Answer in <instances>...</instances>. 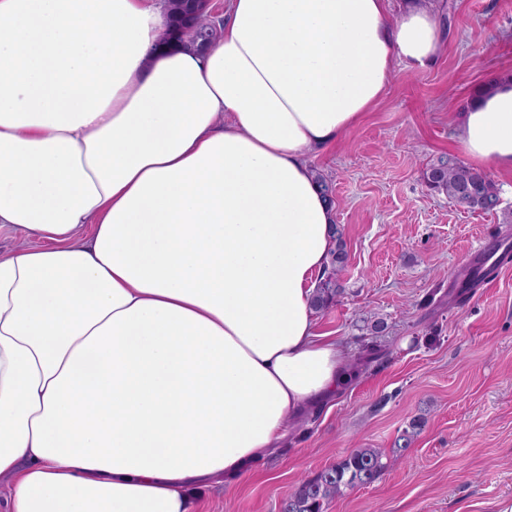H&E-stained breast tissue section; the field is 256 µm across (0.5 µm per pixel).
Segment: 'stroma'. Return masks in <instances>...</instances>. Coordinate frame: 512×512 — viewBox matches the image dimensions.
Wrapping results in <instances>:
<instances>
[{
	"mask_svg": "<svg viewBox=\"0 0 512 512\" xmlns=\"http://www.w3.org/2000/svg\"><path fill=\"white\" fill-rule=\"evenodd\" d=\"M436 7L446 38L436 63L398 65L382 102L309 155L336 188L348 252L344 293L316 322L343 342L357 377L291 419L280 448L232 490L201 491L197 512H281L301 480L354 448L379 449L386 468L324 512H496L512 497V266L462 302L448 297L474 250L512 244V174L491 171L503 202L490 214L424 180L439 154L457 153L458 114L475 89L512 74V0ZM376 317L385 335L368 334Z\"/></svg>",
	"mask_w": 512,
	"mask_h": 512,
	"instance_id": "obj_1",
	"label": "stroma"
}]
</instances>
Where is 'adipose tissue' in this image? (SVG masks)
Segmentation results:
<instances>
[{"mask_svg":"<svg viewBox=\"0 0 512 512\" xmlns=\"http://www.w3.org/2000/svg\"><path fill=\"white\" fill-rule=\"evenodd\" d=\"M0 0V482L7 512H193L351 379L310 307L334 211L309 164L434 64L429 0ZM459 150L512 173V76ZM170 21L177 40L189 49H209L222 33V23L211 19L208 0H167Z\"/></svg>","mask_w":512,"mask_h":512,"instance_id":"obj_1","label":"adipose tissue"}]
</instances>
